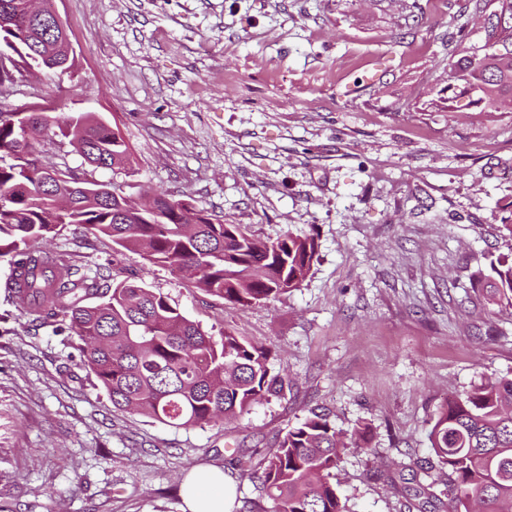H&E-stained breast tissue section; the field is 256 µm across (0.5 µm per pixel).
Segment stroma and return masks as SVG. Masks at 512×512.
Instances as JSON below:
<instances>
[{"mask_svg": "<svg viewBox=\"0 0 512 512\" xmlns=\"http://www.w3.org/2000/svg\"><path fill=\"white\" fill-rule=\"evenodd\" d=\"M468 0H52L73 49L33 68L0 107L57 126L39 155L138 197L185 199L274 239L310 234L301 287L240 306L167 266L73 227L45 242L67 265L143 279L203 330L270 347L284 394L236 419L174 428L113 408L70 329L7 296L0 258V502L12 512H183L181 483L221 468L237 512L258 500L237 459L260 462L321 407L369 431L336 483L352 512H403L397 489L433 461L445 400L512 377V313L475 284L512 255L496 217L512 200V112L444 109L441 34ZM91 112L132 163L88 164L59 128Z\"/></svg>", "mask_w": 512, "mask_h": 512, "instance_id": "obj_1", "label": "stroma"}]
</instances>
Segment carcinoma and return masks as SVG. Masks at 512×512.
Wrapping results in <instances>:
<instances>
[{"label": "carcinoma", "instance_id": "carcinoma-1", "mask_svg": "<svg viewBox=\"0 0 512 512\" xmlns=\"http://www.w3.org/2000/svg\"><path fill=\"white\" fill-rule=\"evenodd\" d=\"M26 0H0V45L12 41L50 68L56 32L47 18H33ZM450 78L486 85L481 111L512 102V59L451 64ZM44 112H28L20 131L13 112L0 110V156L16 148L31 154L24 163L0 164V195L14 206L0 214V256L11 257L4 288L18 307L43 320L69 321L82 342L83 363L107 392L112 406L164 425L203 427L236 418L256 404L280 396L288 376L272 370L270 350L224 331L214 337L183 315L168 297L135 279L112 280L110 269L90 277L65 267L38 246L65 226L112 239L151 263H165L194 287L224 300L249 305L299 288L317 254L313 236L287 231L274 240L257 238L242 224H229L204 211L198 222L182 201L156 194L157 207L143 211L114 194L92 197L73 179L47 182L34 142L52 130ZM64 135L85 160L109 168L130 161L118 132L91 113L73 117ZM495 276L481 289L488 302L512 308V258L498 259ZM97 301L86 303L90 297ZM312 409L267 450L260 476L273 512H351L333 482L337 463L356 440ZM435 468L444 478L448 512H512V378H487L440 406L429 432Z\"/></svg>", "mask_w": 512, "mask_h": 512}]
</instances>
